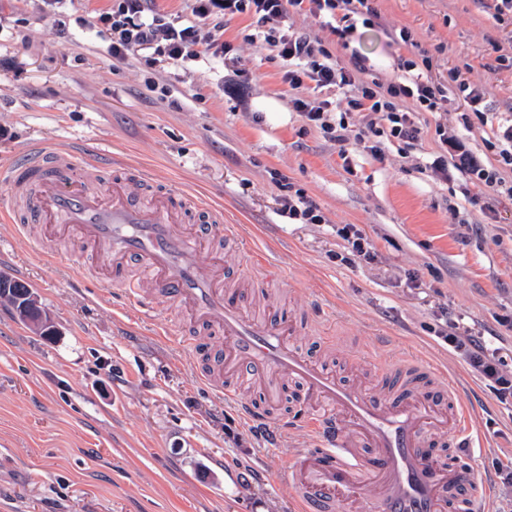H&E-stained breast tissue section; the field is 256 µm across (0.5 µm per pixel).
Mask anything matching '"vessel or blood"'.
Wrapping results in <instances>:
<instances>
[{
  "label": "vessel or blood",
  "mask_w": 512,
  "mask_h": 512,
  "mask_svg": "<svg viewBox=\"0 0 512 512\" xmlns=\"http://www.w3.org/2000/svg\"><path fill=\"white\" fill-rule=\"evenodd\" d=\"M102 159L64 146L30 147L0 178L14 205L0 208V219H25L41 227V240L53 245L73 240L92 272L118 288L125 305L150 314L159 301L190 310L194 321L224 338L214 358L216 372H202L212 392L233 397V381L249 380L262 406L244 404L252 424L272 423L288 385L304 391L303 421L319 441L290 462L299 512H336L340 498L358 499L371 489L372 512H484L487 499L471 471L446 460L443 447L473 444L468 415L453 386H437L430 364L390 363L375 384L347 380L320 367L293 345L287 315L274 322L256 319L246 292L272 288L281 276L263 264V275L243 274L238 285L224 279L217 239L233 234L223 208L191 190H158L143 198L140 182L153 180L146 169L134 177L115 172L103 179ZM146 267L141 282L133 267Z\"/></svg>",
  "instance_id": "1"
}]
</instances>
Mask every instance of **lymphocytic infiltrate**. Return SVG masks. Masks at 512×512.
I'll list each match as a JSON object with an SVG mask.
<instances>
[{"instance_id": "1", "label": "lymphocytic infiltrate", "mask_w": 512, "mask_h": 512, "mask_svg": "<svg viewBox=\"0 0 512 512\" xmlns=\"http://www.w3.org/2000/svg\"><path fill=\"white\" fill-rule=\"evenodd\" d=\"M225 14H249L264 42L276 51L283 61L282 79L297 90L295 108L309 125L319 128L338 146L348 142L367 145L375 159H382V137L389 136L414 146L421 129L417 117L423 112L440 109L447 98L441 82L416 73L413 61H405L401 80L378 87L364 82L365 66L362 59L351 65H341L323 46L316 34L290 30L287 19L290 12L309 8L311 13L325 15L334 22L333 33L345 36L352 16L375 18L378 11L374 0H214ZM148 0H120L116 10L108 12L112 31V56L123 60L152 48L172 60H192L198 55V33L210 19L209 11H197L194 20L175 26L159 16L148 13ZM336 88L348 94L347 106L352 112H370L380 115V122H367L362 128L352 129L346 118L331 121V101L310 105L302 92L308 87Z\"/></svg>"}]
</instances>
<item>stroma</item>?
Returning a JSON list of instances; mask_svg holds the SVG:
<instances>
[{"mask_svg": "<svg viewBox=\"0 0 512 512\" xmlns=\"http://www.w3.org/2000/svg\"><path fill=\"white\" fill-rule=\"evenodd\" d=\"M113 4L0 0V166L33 142L102 147L112 163L223 207L240 233L228 271L253 253L281 269L272 303L310 323L292 338L298 349L347 377L418 360L440 368L439 383L455 382L486 442L460 459L493 512H512V396L497 391L498 379L512 383V194L467 170L433 169L440 127L482 167H498L497 128L512 121V66L498 59L512 58V24L490 0H376L378 23L344 39L309 11L289 15L340 62L365 57V81L399 78L409 59L486 87L495 112L461 121L449 93L442 110L421 114L415 147L386 140L378 161L355 144L340 158L308 125L251 16L203 27L195 60L146 49L118 61L104 20ZM268 99L287 122L265 121ZM283 180L318 205L322 223L281 215ZM347 224L371 240L372 259L337 260ZM39 234L0 221V273L26 282L59 330L43 338L0 299V512H296L288 461L316 445L298 401H280L273 435L250 425L197 379L223 337L170 303L150 319L122 309L115 288L76 280L39 253ZM175 322L200 351L165 336ZM472 342L496 379L463 360Z\"/></svg>", "mask_w": 512, "mask_h": 512, "instance_id": "obj_1", "label": "stroma"}]
</instances>
